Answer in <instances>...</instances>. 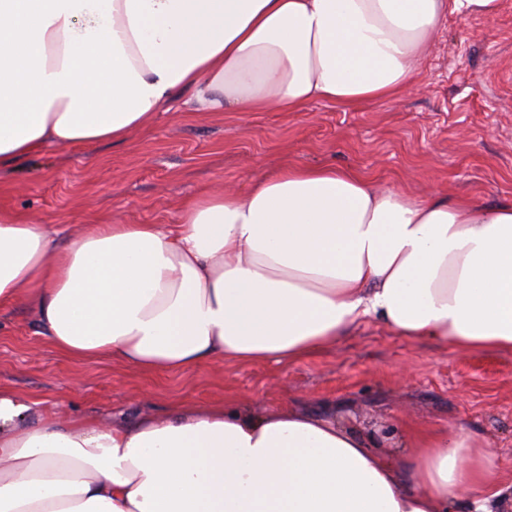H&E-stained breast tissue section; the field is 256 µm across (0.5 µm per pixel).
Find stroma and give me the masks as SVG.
<instances>
[{"label":"stroma","instance_id":"obj_1","mask_svg":"<svg viewBox=\"0 0 512 512\" xmlns=\"http://www.w3.org/2000/svg\"><path fill=\"white\" fill-rule=\"evenodd\" d=\"M286 163H329L425 198L470 195L512 205V0L494 15H452L408 96L305 112L161 113L123 144L51 149L0 175V207L50 224L57 242L92 216L111 224L172 223L211 190L244 191ZM0 387L39 401L61 421L100 424L163 413L180 398L234 399L333 415L384 450L435 429L485 440L512 479V352L472 351L359 322L335 344L290 363L212 360L145 372L109 360L76 362L40 332L23 304L0 309Z\"/></svg>","mask_w":512,"mask_h":512}]
</instances>
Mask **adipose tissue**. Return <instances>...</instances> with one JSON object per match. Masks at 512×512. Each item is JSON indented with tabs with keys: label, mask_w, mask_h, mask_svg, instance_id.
<instances>
[{
	"label": "adipose tissue",
	"mask_w": 512,
	"mask_h": 512,
	"mask_svg": "<svg viewBox=\"0 0 512 512\" xmlns=\"http://www.w3.org/2000/svg\"><path fill=\"white\" fill-rule=\"evenodd\" d=\"M497 0H0V172L121 143L182 91L195 112L363 107L410 94L448 17ZM77 362L143 371L293 362L373 317L397 335L512 351V206L413 197L286 164L176 221L58 245L0 209V307ZM402 464L332 417L177 401L60 423L0 391V512H512L483 441L420 431Z\"/></svg>",
	"instance_id": "obj_1"
}]
</instances>
